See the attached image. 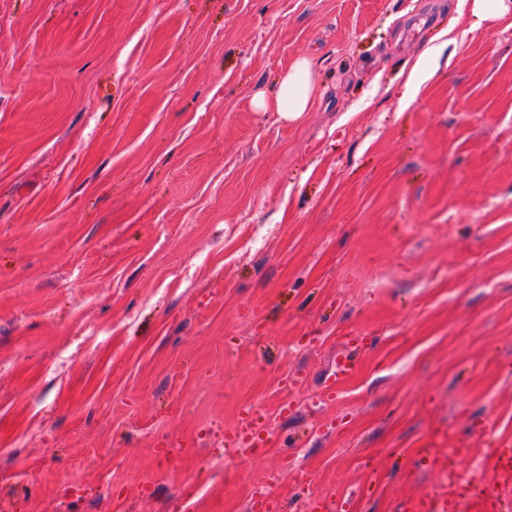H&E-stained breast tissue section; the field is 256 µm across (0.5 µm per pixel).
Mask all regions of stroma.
I'll list each match as a JSON object with an SVG mask.
<instances>
[{"mask_svg": "<svg viewBox=\"0 0 512 512\" xmlns=\"http://www.w3.org/2000/svg\"><path fill=\"white\" fill-rule=\"evenodd\" d=\"M300 55L310 112L256 111ZM346 336L358 369L326 402ZM254 411L260 446L225 447ZM496 442L512 449L511 19L0 0V512H247L259 489L281 512H404L445 481L423 449H463L478 480ZM451 28L444 30L440 33L439 38L447 39L443 40L440 45L428 48L418 59L413 63L409 69L407 78L404 82V92L401 100L407 101L419 88V86L428 78H430L438 69L439 51L443 46L448 44H455L456 38H448Z\"/></svg>", "mask_w": 512, "mask_h": 512, "instance_id": "stroma-1", "label": "stroma"}]
</instances>
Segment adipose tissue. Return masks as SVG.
Wrapping results in <instances>:
<instances>
[{"label": "adipose tissue", "mask_w": 512, "mask_h": 512, "mask_svg": "<svg viewBox=\"0 0 512 512\" xmlns=\"http://www.w3.org/2000/svg\"><path fill=\"white\" fill-rule=\"evenodd\" d=\"M319 95L313 64L306 57L296 58L271 93H257L252 104L257 111L278 113L286 121H298L310 111Z\"/></svg>", "instance_id": "ef3b65f1"}]
</instances>
